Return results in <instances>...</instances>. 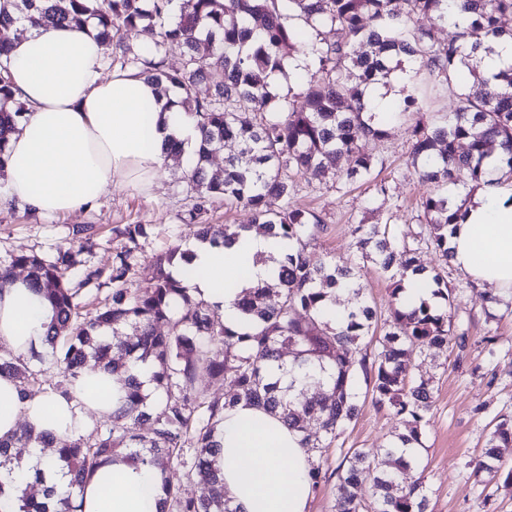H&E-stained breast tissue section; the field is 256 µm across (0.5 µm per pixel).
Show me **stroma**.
Here are the masks:
<instances>
[{"instance_id": "1", "label": "stroma", "mask_w": 512, "mask_h": 512, "mask_svg": "<svg viewBox=\"0 0 512 512\" xmlns=\"http://www.w3.org/2000/svg\"><path fill=\"white\" fill-rule=\"evenodd\" d=\"M472 82L465 71L454 90L424 80L421 89L427 116L435 119L448 115L457 105L458 90L469 88ZM385 90L390 97L387 109L394 114L381 149L386 159L381 177L387 193H378L372 183L359 182L341 194L309 172L296 176L293 201L323 215L327 230L317 241V251L360 265L363 296L377 311L388 307L389 279L377 265L363 260L352 234L353 225L360 222L387 224L406 235L427 272L441 274L453 289L452 322L456 329L468 332L466 352L448 345L430 357L416 351L409 354L415 373L432 380L434 386V403L418 445L430 488L428 512H512V484L479 483L471 466L497 422L512 419V299L504 298L494 318H487L482 294L466 289L467 276L427 248L422 237L425 219L417 202L428 187L417 180L407 162L410 127L395 117L408 87L392 80ZM193 197L183 179V162L176 158L159 170L151 188L105 190L94 210L75 216L43 218L15 203L0 204V261L6 263L11 256L31 251L55 253L57 247L65 245L69 227L93 224L99 233L87 244L84 258L88 266L107 270L121 245L113 227L144 224L148 236L139 245V261L129 282L130 287L139 288L153 277L156 256L173 243L194 240L197 226L186 221ZM403 427L402 420L377 409L371 401H362L357 419L322 452L320 461L327 477L314 492L308 512H335L334 472L348 449L375 451Z\"/></svg>"}]
</instances>
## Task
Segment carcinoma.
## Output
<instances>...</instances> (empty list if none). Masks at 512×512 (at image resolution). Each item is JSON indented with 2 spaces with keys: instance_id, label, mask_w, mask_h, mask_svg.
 I'll return each mask as SVG.
<instances>
[{
  "instance_id": "carcinoma-1",
  "label": "carcinoma",
  "mask_w": 512,
  "mask_h": 512,
  "mask_svg": "<svg viewBox=\"0 0 512 512\" xmlns=\"http://www.w3.org/2000/svg\"><path fill=\"white\" fill-rule=\"evenodd\" d=\"M174 0H0V27L22 18L34 24H67L80 28L96 20L99 35L111 42L139 27L155 31L157 40L138 61V74L162 92L174 91L177 104L196 120L201 135L185 178L196 192L189 211L196 220L204 204L224 199L248 209L249 224H201L196 239L222 246L240 233L255 230L290 244L279 261L277 283L258 285L238 303L245 325L240 329L215 321L210 305L197 299L174 274L191 262V253L176 244L157 258L155 273L143 288L128 287L137 265V246L148 235L145 224H123L112 233L126 240L115 251L111 269L87 268L73 283L68 273L79 264L74 244L53 257L18 254L0 264V280L16 267L48 299L55 318L47 334L56 374V391L66 394L90 362L112 360V371L125 375L126 395L112 412L109 425L62 443L57 465L68 477L66 491L55 505L22 495L20 512H79L77 491L107 461L122 460L165 471L179 465L187 477L208 487L204 498H184L164 481L166 512H237L224 492L211 456L224 425V410L238 402L278 415L301 436L306 450L328 448L358 416V381H364L372 402L394 415L411 419L408 432L380 449L387 468L375 470L373 512H427L426 484L419 477L400 480L399 473L417 465L407 445L419 441L418 426L433 403L430 382L414 376L408 357L413 349L430 355L454 344L463 352L467 333H454L449 294L434 275L432 305L404 301V280L421 274L413 250L401 246L378 224H355L352 232L371 260L390 276V303L378 314L362 295L360 268L310 250L325 221L315 212L292 204L293 177L308 171L332 174L340 192L358 181L373 182L384 158L367 148L387 139L384 113L365 97V88L401 68L404 59L420 62L411 70L408 94L399 115L413 120L409 159L421 182L432 187L420 207L428 224V242L449 258L448 226L459 209L448 198L450 185H479L487 162L498 154L502 183L512 182V67L489 79L481 70L483 45L502 36L512 38V0H192V9L174 15ZM427 17L457 30L442 43L431 30L413 25ZM300 19L312 29L336 32V39L305 41L292 24ZM306 46L318 64L297 106L275 93L270 76ZM180 67L167 66L170 52ZM474 75L469 92L442 121L423 119L418 92L422 77L453 86L460 66ZM212 88L209 98L197 96V85ZM23 112L12 97L9 81L0 78V176L15 117ZM228 143L237 152L224 160V173L211 174V155ZM353 166L342 170L343 158ZM106 278L112 283L111 304L83 318L82 291ZM345 285L354 306L336 323V287ZM165 324L162 332L158 325ZM291 356L287 360L284 355ZM150 369L148 382L135 370ZM25 386L41 384L45 371L25 360L0 355V374ZM227 382L232 391L205 398L197 389L202 377ZM316 424L319 434L310 433ZM512 445V424L500 422L483 458L472 462L474 473L491 483L512 482L500 448ZM52 447L33 430L15 435L6 454L0 443V494L5 480L19 466L22 449ZM363 450L345 454L336 468V512H364L358 496V475L373 468Z\"/></svg>"
}]
</instances>
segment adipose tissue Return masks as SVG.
<instances>
[{
    "label": "adipose tissue",
    "mask_w": 512,
    "mask_h": 512,
    "mask_svg": "<svg viewBox=\"0 0 512 512\" xmlns=\"http://www.w3.org/2000/svg\"><path fill=\"white\" fill-rule=\"evenodd\" d=\"M22 31L0 58L15 101L28 110L18 119L6 154L0 204L15 202L38 216H67L91 209L109 188H147L167 159L171 140L192 151L199 139L191 115L166 105L146 78L105 74V45L95 24L35 26ZM448 230L450 261L479 288L512 294V187L488 165L476 196ZM192 273L185 287L217 308L226 325L240 322L236 305L247 288L269 281L275 260L288 248L279 238L252 233L214 247L194 241ZM55 316L51 303L18 276L0 287V345L24 359L41 351ZM122 383L104 366L85 369L68 394L22 396L19 382L0 376V439L21 426L52 433L55 440L88 434L92 416L111 415ZM214 458L224 489L239 512H307L313 490L312 457L299 435L256 407L237 404L224 412ZM42 471L44 484L66 479L48 453L34 448L0 495V512H18L19 496ZM159 470L125 462L103 465L78 500L82 512H162Z\"/></svg>",
    "instance_id": "ef3b65f1"
}]
</instances>
